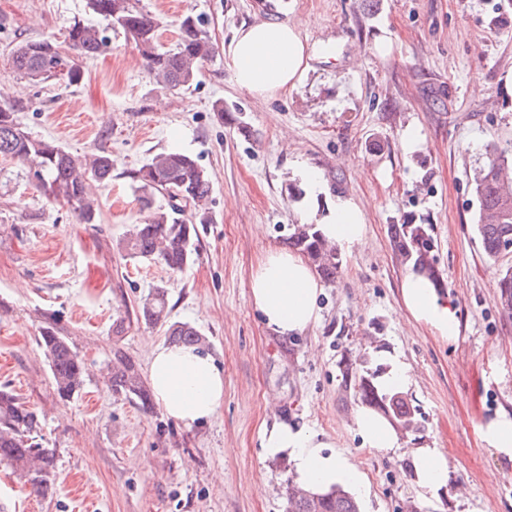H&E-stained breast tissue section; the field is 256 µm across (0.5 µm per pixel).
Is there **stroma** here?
<instances>
[{
  "instance_id": "35a3bbf8",
  "label": "stroma",
  "mask_w": 512,
  "mask_h": 512,
  "mask_svg": "<svg viewBox=\"0 0 512 512\" xmlns=\"http://www.w3.org/2000/svg\"><path fill=\"white\" fill-rule=\"evenodd\" d=\"M278 3V20L337 53L313 62L294 89L259 98L235 87L223 53L234 29L264 21L256 0H138L164 47H174L187 13L215 45L194 83L177 90L150 79L124 31L108 29L87 0H0V101L17 106L32 137L113 161L111 181L95 189L96 221L84 224L40 195L26 167L0 159V386L37 410L43 445L56 451L47 498L0 464L9 512H286L289 467L263 460L258 440L276 421L306 425L354 457L367 482L362 512H512V461L480 434L496 414L512 415V314L500 306L499 264L479 249L469 186L486 145L512 141V0ZM78 20L104 29L108 44L77 58V85L13 71L18 42L66 47ZM241 120L251 136L239 133ZM171 148L198 158L212 180L213 221L199 225L198 255L177 273L116 249L143 217L134 172ZM303 166L359 206L368 232L361 249L341 252L319 324L288 339L265 326L249 283L268 250L288 246ZM402 223L433 228L456 338L415 323L403 306L406 268L389 239L390 225ZM156 286L171 320L195 326L224 371L222 406L191 428L106 384L116 354L144 375L165 343L159 325L113 331ZM47 326L86 365L69 400L37 345ZM387 353L410 367L419 428L385 452L361 444V401L345 388L342 363L364 358L373 370ZM419 446L440 449L448 463L438 497L411 476L409 452Z\"/></svg>"
}]
</instances>
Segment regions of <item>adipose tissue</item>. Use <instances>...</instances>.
Masks as SVG:
<instances>
[{"label": "adipose tissue", "instance_id": "obj_1", "mask_svg": "<svg viewBox=\"0 0 512 512\" xmlns=\"http://www.w3.org/2000/svg\"><path fill=\"white\" fill-rule=\"evenodd\" d=\"M331 46L311 45L292 23L265 21L242 26L224 46V65L234 85L252 95L266 97L294 88L314 60L329 57ZM304 185L299 221L317 225L339 249L361 247L367 226L361 209L349 198L336 196L320 207L325 192L320 175L301 168ZM251 300L265 326L277 335L297 337L320 320L322 285L309 262L297 252L273 248L259 260L250 279ZM402 302L410 317L439 335L454 337L459 321L454 307L442 300L426 276L408 271L401 285ZM149 384L166 415L190 427L210 420L224 401V373L205 352L188 346L160 345L150 358ZM355 424L365 447L386 451L398 448L400 433L380 411L360 407ZM264 459L286 461L294 484L313 492H326L341 483L364 491L365 478L353 458L334 449L306 426L275 422L259 432ZM412 475L424 495L435 496L448 482L440 449H414Z\"/></svg>", "mask_w": 512, "mask_h": 512}]
</instances>
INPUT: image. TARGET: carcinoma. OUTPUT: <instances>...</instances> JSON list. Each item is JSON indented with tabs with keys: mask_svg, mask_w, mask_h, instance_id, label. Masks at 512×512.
Masks as SVG:
<instances>
[{
	"mask_svg": "<svg viewBox=\"0 0 512 512\" xmlns=\"http://www.w3.org/2000/svg\"><path fill=\"white\" fill-rule=\"evenodd\" d=\"M89 9L97 16L121 28L130 37L148 75L170 89L190 85L199 73L201 63L211 59L215 47L202 21L186 15L179 23L176 45L166 49L158 40L159 23L138 9L133 0H88ZM68 48L86 58L99 54L106 37L99 28L76 21L68 32ZM13 70L33 83L64 81L74 85L81 71L55 43L45 39H27L13 51ZM0 158L17 164H32L31 179L35 188L48 200L67 204L84 224L94 223L97 203L91 193L92 183L112 179V158L107 153L84 157L73 155L52 140L36 139L25 132L17 118V109L0 104ZM512 158V142L497 144L486 150V159L473 173L472 192L479 208L477 237L484 255L496 262L502 257L501 247L512 243V189L503 186L501 175ZM141 191L139 201L147 216L134 225L129 236L118 243L119 252L129 258L157 259L173 272L188 266L196 255L199 224L212 223L209 198L212 182L209 173L197 160L179 150L155 154L134 174ZM167 198V206L155 205V196ZM190 217H184L186 207ZM391 245L402 261L427 274L439 288L443 280L433 254L434 240L429 224L390 225ZM289 244L301 251L323 280L333 282L341 268L335 248L313 224L297 225ZM502 309L512 313V267L508 266L497 282ZM167 294L157 287L138 307L136 320L150 325H168V343L178 345L205 344V338L192 325L168 323ZM38 345L48 360L58 396L68 400L84 386L86 367L68 339L53 327H45ZM366 361L344 363V383L353 386L362 402L380 409L404 428H418L415 409L407 396L379 391L374 384L377 373L365 368ZM109 390L122 396L143 411L153 410L150 389L143 382L136 364L124 359L110 368ZM37 412L21 402L9 388L0 387V463L10 465L25 478L30 490L46 497L54 483L55 453L41 443ZM288 512H361L359 500L340 486L324 493H302L288 490Z\"/></svg>",
	"mask_w": 512,
	"mask_h": 512,
	"instance_id": "cac0c4a2",
	"label": "carcinoma"
}]
</instances>
